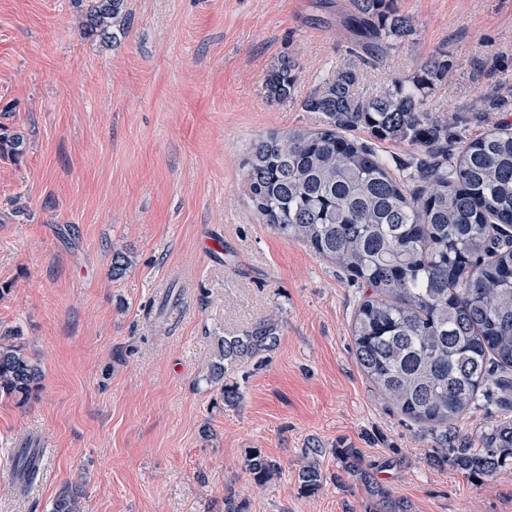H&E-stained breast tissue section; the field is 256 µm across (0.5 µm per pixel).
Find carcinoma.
Instances as JSON below:
<instances>
[{
  "label": "carcinoma",
  "instance_id": "1",
  "mask_svg": "<svg viewBox=\"0 0 512 512\" xmlns=\"http://www.w3.org/2000/svg\"><path fill=\"white\" fill-rule=\"evenodd\" d=\"M389 0H356L346 28L372 55H380L408 29ZM126 0H85L80 35L102 41L123 31ZM296 62L283 59L267 76L268 93L292 97ZM411 82H398L368 99L358 76L342 68L307 97L303 108L320 112L324 127L269 133L250 145L243 161L249 199L262 222L366 285L372 294L350 327L357 363L378 394L425 426L440 442L448 423L469 413L480 389H512V131L498 128L466 142L453 162L418 160L394 174L370 147L341 134L363 125L382 138L410 142L430 155L440 129L420 92L426 75L448 76L441 62L423 67ZM26 138L0 124V157L19 160ZM131 265L112 250V280ZM20 336L0 330V396L22 401L39 388L40 369ZM280 344V326L260 320L242 333L216 337L206 380L222 384L224 404L242 394L232 375L262 362ZM322 449H305L298 491H319ZM33 453L15 455L14 480L23 490L36 478ZM512 461V422L498 424L479 446L452 448L447 461L469 478L489 477ZM280 465L250 451L246 471L263 485ZM378 512H407L406 505L363 474ZM52 512H84L76 492L60 495Z\"/></svg>",
  "mask_w": 512,
  "mask_h": 512
}]
</instances>
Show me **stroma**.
Segmentation results:
<instances>
[{
  "instance_id": "35a3bbf8",
  "label": "stroma",
  "mask_w": 512,
  "mask_h": 512,
  "mask_svg": "<svg viewBox=\"0 0 512 512\" xmlns=\"http://www.w3.org/2000/svg\"><path fill=\"white\" fill-rule=\"evenodd\" d=\"M393 7L412 31L374 58L344 26L354 0H126L106 43L80 36L73 0H0V114L27 138L0 159V326L42 370L27 403L0 397V512H50L71 488L84 512H224L228 496L240 512H374L347 448L409 512H512V465L466 478L380 400L350 333L363 288L260 223L245 188L250 143L321 128L302 102L344 66L369 97L448 61L451 81L423 92L449 156L512 123V0ZM284 57L298 70L280 102L265 83ZM116 246L131 266L114 281ZM266 318L280 344L235 372L242 400L225 406L205 380L216 339ZM510 420L512 399L483 391L457 427L475 440ZM314 440L323 485L304 496ZM21 448L42 451L24 495ZM255 448L280 465L261 487Z\"/></svg>"
}]
</instances>
